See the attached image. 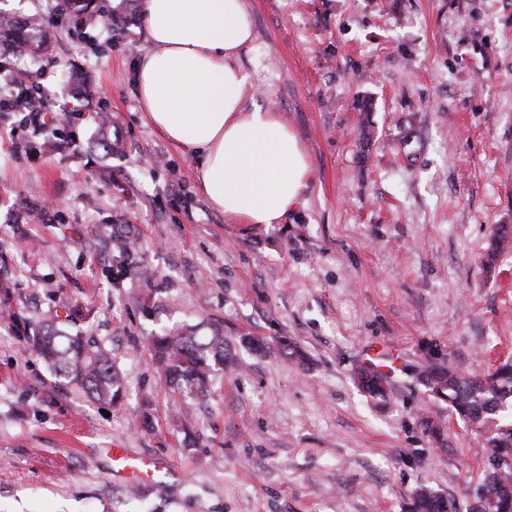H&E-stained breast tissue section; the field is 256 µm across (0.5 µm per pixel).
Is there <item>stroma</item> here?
Wrapping results in <instances>:
<instances>
[{
	"label": "stroma",
	"mask_w": 512,
	"mask_h": 512,
	"mask_svg": "<svg viewBox=\"0 0 512 512\" xmlns=\"http://www.w3.org/2000/svg\"><path fill=\"white\" fill-rule=\"evenodd\" d=\"M105 2L97 48L59 29L51 57L15 61L39 73L49 112L74 106L58 87L80 66L121 151L84 119L69 146L33 156L31 126L0 117V271L32 319L89 310L82 326L111 348L125 397L53 391L0 319V512H405L423 485L473 512L485 436L415 370L512 357V248L487 257L496 233L512 237V0H246L245 106L281 113L310 162L303 203L261 227L211 209L190 158L148 123L134 85L151 49L141 9ZM52 200L57 219L27 222ZM110 221L134 252L116 282L102 269L118 256L98 246ZM215 320L302 355L237 347L207 398H180L147 340ZM371 354L394 364L383 402L355 379ZM184 407L191 447L173 420ZM109 448L172 475L116 479Z\"/></svg>",
	"instance_id": "1"
}]
</instances>
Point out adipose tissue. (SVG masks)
Instances as JSON below:
<instances>
[{"mask_svg":"<svg viewBox=\"0 0 512 512\" xmlns=\"http://www.w3.org/2000/svg\"><path fill=\"white\" fill-rule=\"evenodd\" d=\"M141 9L152 50L135 87L149 122L191 158L211 208L235 224L281 223L302 202L310 164L280 113L244 106L245 0H141Z\"/></svg>","mask_w":512,"mask_h":512,"instance_id":"1","label":"adipose tissue"}]
</instances>
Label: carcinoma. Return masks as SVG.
I'll list each match as a JSON object with an SVG mask.
<instances>
[{"instance_id": "cac0c4a2", "label": "carcinoma", "mask_w": 512, "mask_h": 512, "mask_svg": "<svg viewBox=\"0 0 512 512\" xmlns=\"http://www.w3.org/2000/svg\"><path fill=\"white\" fill-rule=\"evenodd\" d=\"M103 11L96 0H56L51 23L83 32L96 27ZM47 23L40 14L26 18L0 13V72L13 66L6 50L24 46L31 55L48 56L52 42L46 33ZM30 78L21 76L15 82L10 116L27 122L26 111L39 104L29 86ZM89 93L88 76L74 68L70 83L62 94L78 101ZM67 144V135L60 127L50 133L34 130V139L27 149L37 155L58 150ZM105 250H117L130 257V243L120 228L113 229L101 242ZM10 283L0 279V315L12 320L25 347L40 356L55 377L68 385H77L93 400L117 405L125 395L122 375L112 363V350L82 330L78 323L85 318L83 308L75 306L61 317L54 315L34 321L10 308ZM239 342L264 355L291 347L286 340L276 345L259 344L249 336ZM150 351L160 367L168 387L180 394L203 396L213 373L234 363L232 339L219 328L204 332L197 326L170 329L150 340ZM357 377L363 391L371 397L387 393V376L373 367L358 369ZM417 380L431 396L448 402V407L464 421L483 425L502 409H512V361L506 360L483 374H464L450 363H431L417 373ZM490 450L484 460L479 484L476 512H512V419L495 424L487 440ZM408 512H457L455 500L428 488L419 487L409 496Z\"/></svg>"}]
</instances>
